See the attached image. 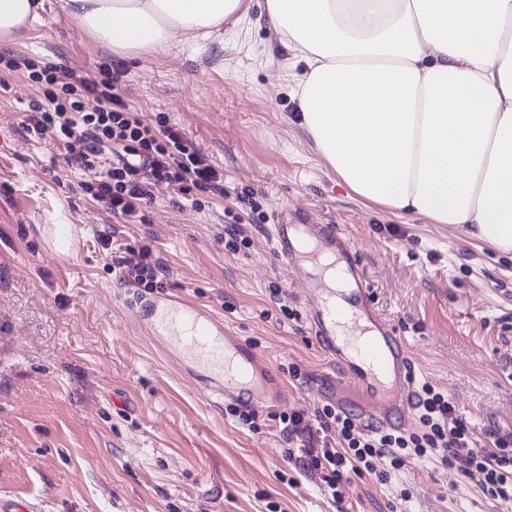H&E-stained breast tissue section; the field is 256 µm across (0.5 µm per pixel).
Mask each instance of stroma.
Returning a JSON list of instances; mask_svg holds the SVG:
<instances>
[{"mask_svg": "<svg viewBox=\"0 0 512 512\" xmlns=\"http://www.w3.org/2000/svg\"><path fill=\"white\" fill-rule=\"evenodd\" d=\"M0 54L74 70L121 62L141 119L181 126L235 190L196 211L160 184L147 223L112 221L77 192L82 175L63 144L27 136L20 120L39 94L23 71L0 67V493L35 497L44 512H512L460 470L416 457L388 484L353 479L335 505L289 464L277 422L238 424L222 394L139 328L138 286L119 281L112 260L141 243L168 268L161 293L222 316L278 370L288 393L279 412L314 416L325 400L308 380L338 368L305 324L302 273L279 264L269 231L280 212L305 213L353 237L417 380L448 392L483 446L512 437V256L343 186L301 126L291 87L306 63L257 13L132 57L84 34L64 0H44L41 22ZM244 190L266 221L248 225L250 245L233 254L221 221ZM274 283L295 319H283ZM289 364L306 383H291ZM404 488L410 501L396 503Z\"/></svg>", "mask_w": 512, "mask_h": 512, "instance_id": "stroma-1", "label": "stroma"}]
</instances>
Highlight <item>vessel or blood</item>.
<instances>
[{"label":"vessel or blood","mask_w":512,"mask_h":512,"mask_svg":"<svg viewBox=\"0 0 512 512\" xmlns=\"http://www.w3.org/2000/svg\"><path fill=\"white\" fill-rule=\"evenodd\" d=\"M278 261L306 276V321L340 372L313 389L359 424L402 431L413 424L414 375L406 345L373 307V285L354 242L332 224H297L280 216L271 227ZM139 319L156 343L191 377L215 385L225 399L267 409L287 393L269 362L209 312L149 294ZM38 501L0 494V512H41Z\"/></svg>","instance_id":"1"}]
</instances>
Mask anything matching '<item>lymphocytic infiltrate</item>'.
I'll list each match as a JSON object with an SVG mask.
<instances>
[{
    "mask_svg": "<svg viewBox=\"0 0 512 512\" xmlns=\"http://www.w3.org/2000/svg\"><path fill=\"white\" fill-rule=\"evenodd\" d=\"M6 69L26 68L40 99L21 124L33 137L52 139L66 148L68 166L86 175L79 187L113 218L145 221L153 200L152 188L165 183L201 207L198 193L224 192V172L188 138L184 129L159 116L143 124L121 93L123 72L77 73L64 67H37L33 61L7 59ZM96 108L86 109L87 100ZM118 277L151 292L166 268L150 246L126 248L117 262ZM420 427L415 432L370 434L350 416L323 406L316 421L303 414H279L278 421L293 446L288 457L318 475L334 502H343L352 476L377 474L387 482L408 456L438 460L474 479L492 500H512V453L478 447L470 424L460 416L447 393L422 384L416 406ZM391 469L376 472L378 459Z\"/></svg>",
    "mask_w": 512,
    "mask_h": 512,
    "instance_id": "1",
    "label": "lymphocytic infiltrate"
}]
</instances>
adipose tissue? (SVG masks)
I'll return each mask as SVG.
<instances>
[{"label":"adipose tissue","mask_w":512,"mask_h":512,"mask_svg":"<svg viewBox=\"0 0 512 512\" xmlns=\"http://www.w3.org/2000/svg\"><path fill=\"white\" fill-rule=\"evenodd\" d=\"M118 54L197 40L257 11L307 68L293 87L316 152L373 204L512 253V0H65ZM0 0V40L40 20Z\"/></svg>","instance_id":"adipose-tissue-1"}]
</instances>
